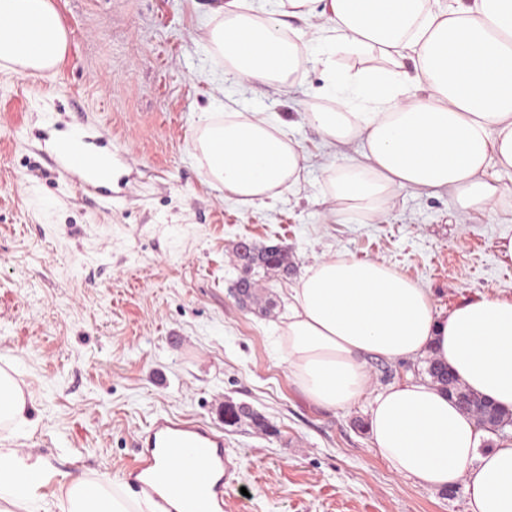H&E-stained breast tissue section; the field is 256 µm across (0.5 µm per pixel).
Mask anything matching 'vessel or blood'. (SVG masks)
Instances as JSON below:
<instances>
[{
  "instance_id": "obj_1",
  "label": "vessel or blood",
  "mask_w": 512,
  "mask_h": 512,
  "mask_svg": "<svg viewBox=\"0 0 512 512\" xmlns=\"http://www.w3.org/2000/svg\"><path fill=\"white\" fill-rule=\"evenodd\" d=\"M63 165L85 178L88 186L104 191L103 181L91 177V161L59 147ZM138 457L129 467L140 493L151 498L157 512H174L185 503L187 512H219L224 506V434L206 424L171 416H157L138 439ZM166 459L183 461L174 475L166 474Z\"/></svg>"
}]
</instances>
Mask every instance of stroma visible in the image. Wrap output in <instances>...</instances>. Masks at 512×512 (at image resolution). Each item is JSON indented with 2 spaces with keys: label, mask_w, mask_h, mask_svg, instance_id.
Instances as JSON below:
<instances>
[{
  "label": "stroma",
  "mask_w": 512,
  "mask_h": 512,
  "mask_svg": "<svg viewBox=\"0 0 512 512\" xmlns=\"http://www.w3.org/2000/svg\"><path fill=\"white\" fill-rule=\"evenodd\" d=\"M69 52L53 74L0 70V367L28 394L27 424L0 448L41 457L38 488L126 471L160 414L224 432L231 468L224 512H467L465 483L434 491L372 450L365 404L326 409L293 383L271 344L288 290L318 258L386 261L452 309L512 297V262L495 242L512 213H462L450 194H393L387 213L337 224L320 168L274 207L225 200L195 144L206 114L256 110L288 121L317 152L300 113L325 106L322 68L307 62L291 92L234 76L206 46L211 0H53ZM83 128L112 154L110 198L63 168L53 132ZM288 252L284 274L259 273L269 310L233 293L240 239ZM373 390L428 379V357L365 360ZM261 417L224 423V406Z\"/></svg>",
  "instance_id": "1"
}]
</instances>
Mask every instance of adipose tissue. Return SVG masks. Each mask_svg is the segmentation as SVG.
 Masks as SVG:
<instances>
[{"label":"adipose tissue","instance_id":"adipose-tissue-1","mask_svg":"<svg viewBox=\"0 0 512 512\" xmlns=\"http://www.w3.org/2000/svg\"><path fill=\"white\" fill-rule=\"evenodd\" d=\"M256 14L250 0H215L205 41L241 79L294 85L318 49L331 107L305 112L328 155L325 201L351 222L389 209L393 193L449 192L466 213L512 211V0H277ZM304 21L290 29L289 19ZM67 33L52 0H0V68L30 77L53 70ZM374 55L355 73L336 52ZM206 176L241 205L299 192L312 164L298 142L262 112H228L199 133ZM341 144L353 154L337 156ZM274 343L312 402H366L374 451L419 486L465 482L469 512H512V428L483 429L446 393L406 378L370 389L366 357L430 355L469 392L512 413V298L482 295L438 308L428 290L382 260L334 254L306 267L288 291ZM27 398L0 367V425L26 422ZM41 457L0 451V512H46L37 493ZM62 512H132L108 480H78Z\"/></svg>","mask_w":512,"mask_h":512}]
</instances>
